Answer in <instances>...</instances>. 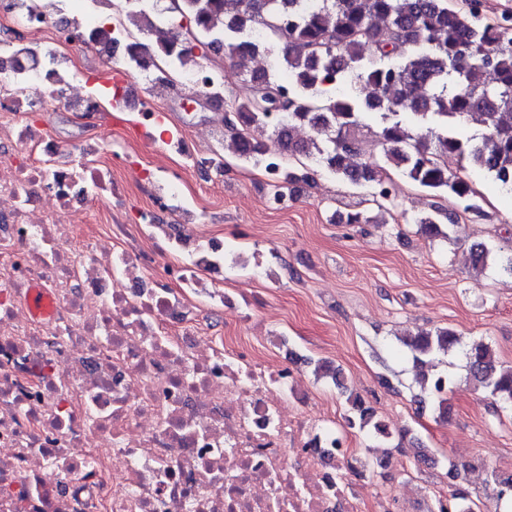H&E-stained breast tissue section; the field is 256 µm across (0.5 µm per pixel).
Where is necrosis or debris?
<instances>
[{
    "instance_id": "1",
    "label": "necrosis or debris",
    "mask_w": 512,
    "mask_h": 512,
    "mask_svg": "<svg viewBox=\"0 0 512 512\" xmlns=\"http://www.w3.org/2000/svg\"><path fill=\"white\" fill-rule=\"evenodd\" d=\"M2 16L79 48L95 31L57 28L41 0H0ZM5 50L0 78L18 92L0 94V512H369L294 370L226 346L190 310L241 306L176 179L122 220L123 191L92 162L106 144L73 152L27 118L51 76ZM103 199L112 232L74 236ZM170 211L177 223H159ZM158 240L179 262L155 258Z\"/></svg>"
}]
</instances>
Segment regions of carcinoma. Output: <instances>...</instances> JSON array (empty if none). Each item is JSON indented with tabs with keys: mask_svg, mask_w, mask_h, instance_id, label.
<instances>
[{
	"mask_svg": "<svg viewBox=\"0 0 512 512\" xmlns=\"http://www.w3.org/2000/svg\"><path fill=\"white\" fill-rule=\"evenodd\" d=\"M179 15L206 39L215 55L227 56L250 82V95L224 117L222 145L240 160L276 174L270 195L290 199V186L314 181V166L325 167L357 187L370 186L374 203H392L394 184L385 180L389 168L436 197L448 196L476 218L484 215L470 179L448 169V158H466L471 166L512 191V25L482 23L474 9L457 11L447 0H179ZM135 0L116 13L115 26H138L148 40L123 60L142 70V57L155 53L177 63L197 66L195 51L178 43V26L167 40H156L153 16L136 12ZM290 12L288 42L280 48L252 40L255 26L266 16ZM267 51L284 70L279 78L251 69L255 54ZM368 118L380 120L376 133L379 159L356 161L363 153L359 138ZM426 126L409 131L406 120ZM474 122L481 137L465 135ZM444 216L449 227L436 222ZM432 237L449 238L458 217L435 207L414 219ZM472 268L482 273L512 274V256L503 259L485 242L473 244ZM397 352L414 368L462 350L472 377L496 404L512 411V366H496L490 344L475 341L461 347L449 329L425 330L402 339ZM314 364L316 377H328L343 393L340 369L323 360ZM437 403L438 415L448 414L445 395L452 384L421 381ZM348 427L391 441L393 434L375 411L357 395L347 397ZM470 467L450 461L448 505L457 512L473 501L461 472Z\"/></svg>",
	"mask_w": 512,
	"mask_h": 512,
	"instance_id": "cac0c4a2",
	"label": "carcinoma"
}]
</instances>
